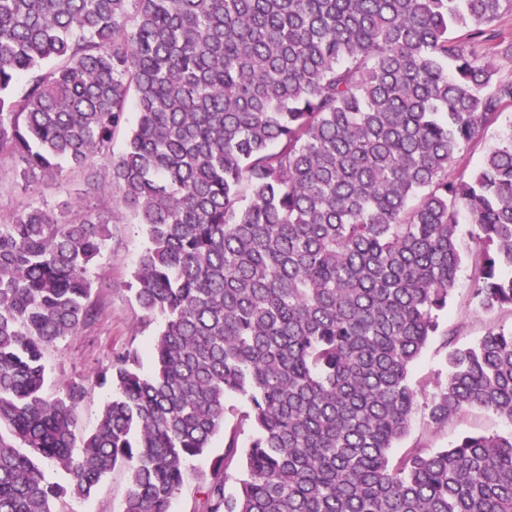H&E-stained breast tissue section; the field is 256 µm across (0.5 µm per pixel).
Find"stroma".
<instances>
[{
  "mask_svg": "<svg viewBox=\"0 0 512 512\" xmlns=\"http://www.w3.org/2000/svg\"><path fill=\"white\" fill-rule=\"evenodd\" d=\"M103 175V164L98 161L90 170L66 168L53 182L25 188L14 181L10 172L0 173V216L9 215L30 204L43 201L54 204L63 200L85 203L112 216L102 252L89 269L96 318L78 335L57 340L45 354L49 372L47 394H58L72 382L86 384L87 394L78 414L83 427L87 429L96 424L105 400L104 391L93 386L92 377L98 369L110 363L114 353L128 348L137 349L143 371L152 368L148 346L154 329L141 323L140 311L129 291L140 256L148 246V239L132 214L115 203ZM472 286L471 267L462 265L457 274L456 288L448 301V311L444 315L448 326L460 327L461 339L465 342L480 338L489 322L512 325V314L498 312L488 315L478 310L470 300ZM509 433H512V421L489 410L475 409L450 419L445 428L432 434L427 430L426 412L420 408L414 413L410 434L401 446L407 449L421 441L434 448H443L469 434ZM223 449V436H216L212 442L211 456L189 462L182 489L172 503L171 512H201L200 475L209 470L212 455L221 454ZM126 490V475L119 468L102 480L92 498H69L62 508L64 512H122Z\"/></svg>",
  "mask_w": 512,
  "mask_h": 512,
  "instance_id": "35a3bbf8",
  "label": "stroma"
}]
</instances>
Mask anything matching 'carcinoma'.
Wrapping results in <instances>:
<instances>
[{
	"instance_id": "cac0c4a2",
	"label": "carcinoma",
	"mask_w": 512,
	"mask_h": 512,
	"mask_svg": "<svg viewBox=\"0 0 512 512\" xmlns=\"http://www.w3.org/2000/svg\"><path fill=\"white\" fill-rule=\"evenodd\" d=\"M503 2L0 0V169L31 186L105 161L159 323L151 372L126 349L95 373L83 429L85 387L46 395L45 351L96 316L110 219L64 200L0 222V512H57L117 468L122 512H170L220 433L204 512H512V434L390 455L432 339L430 431L512 420V326L461 345L441 321L466 259L477 307L512 311V133L464 164L512 110ZM442 360L443 353L439 350V344L437 342L429 343L413 367V381L418 383L427 380L441 367Z\"/></svg>"
}]
</instances>
